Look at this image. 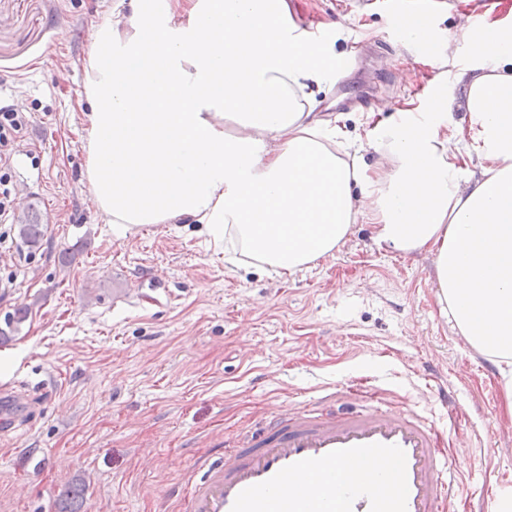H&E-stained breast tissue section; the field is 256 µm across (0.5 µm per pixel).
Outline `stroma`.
I'll use <instances>...</instances> for the list:
<instances>
[{
    "label": "stroma",
    "instance_id": "35a3bbf8",
    "mask_svg": "<svg viewBox=\"0 0 512 512\" xmlns=\"http://www.w3.org/2000/svg\"><path fill=\"white\" fill-rule=\"evenodd\" d=\"M480 0H435L417 49L371 0L362 20L339 0H292L295 18L323 28L325 60L357 50L343 82L322 86L348 129L368 115L426 112L457 92L474 40L440 57ZM112 0H0V107L28 112L9 172L47 231L39 249L1 224L0 321L27 319L0 343V386L45 381V403L8 406L22 428L0 432V512H57L64 490L82 512H176L184 485L225 429L314 403L325 388L367 380L447 427L469 449L458 477L462 512H497L483 479L512 485V416L494 366L439 313L423 254L379 250L357 224L333 256L294 274L264 272L203 224H157L118 236L92 208L78 92L87 31ZM416 66L420 85L401 71ZM459 400L456 423L437 386Z\"/></svg>",
    "mask_w": 512,
    "mask_h": 512
}]
</instances>
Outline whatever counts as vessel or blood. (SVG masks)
Listing matches in <instances>:
<instances>
[{
  "instance_id": "vessel-or-blood-1",
  "label": "vessel or blood",
  "mask_w": 512,
  "mask_h": 512,
  "mask_svg": "<svg viewBox=\"0 0 512 512\" xmlns=\"http://www.w3.org/2000/svg\"><path fill=\"white\" fill-rule=\"evenodd\" d=\"M429 418L367 385L337 384L313 410L225 433L178 493V512H456L457 460ZM388 464L385 476L372 460Z\"/></svg>"
}]
</instances>
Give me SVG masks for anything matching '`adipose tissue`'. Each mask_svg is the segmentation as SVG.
<instances>
[{
	"label": "adipose tissue",
	"instance_id": "1",
	"mask_svg": "<svg viewBox=\"0 0 512 512\" xmlns=\"http://www.w3.org/2000/svg\"><path fill=\"white\" fill-rule=\"evenodd\" d=\"M291 15L288 0H113L79 91L92 206L122 235L207 225L275 274L366 221L379 249L431 258L441 314L512 404V26L486 24L460 101L367 129L368 168L321 111L329 73Z\"/></svg>",
	"mask_w": 512,
	"mask_h": 512
}]
</instances>
